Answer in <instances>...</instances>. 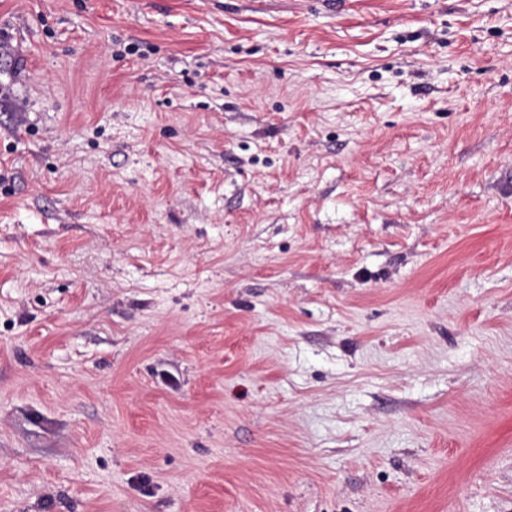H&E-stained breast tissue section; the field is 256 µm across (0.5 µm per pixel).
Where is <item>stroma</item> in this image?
<instances>
[{
  "instance_id": "stroma-1",
  "label": "stroma",
  "mask_w": 512,
  "mask_h": 512,
  "mask_svg": "<svg viewBox=\"0 0 512 512\" xmlns=\"http://www.w3.org/2000/svg\"><path fill=\"white\" fill-rule=\"evenodd\" d=\"M0 512H512V0H0Z\"/></svg>"
}]
</instances>
